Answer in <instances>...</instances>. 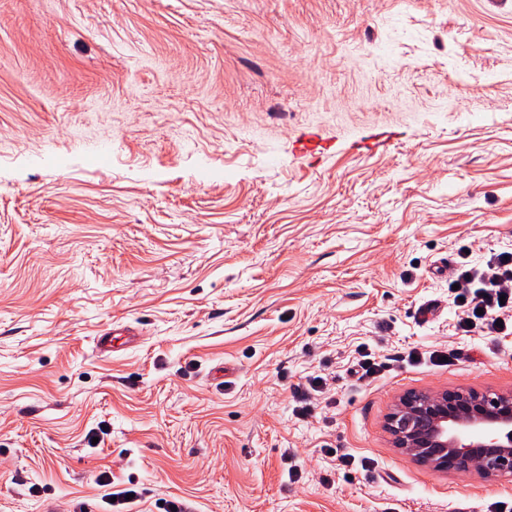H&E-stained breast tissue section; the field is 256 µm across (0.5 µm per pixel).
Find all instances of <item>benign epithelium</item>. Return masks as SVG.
I'll return each mask as SVG.
<instances>
[{
  "label": "benign epithelium",
  "instance_id": "1",
  "mask_svg": "<svg viewBox=\"0 0 512 512\" xmlns=\"http://www.w3.org/2000/svg\"><path fill=\"white\" fill-rule=\"evenodd\" d=\"M393 446L438 471L512 478V391L411 392L386 417Z\"/></svg>",
  "mask_w": 512,
  "mask_h": 512
}]
</instances>
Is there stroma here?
Wrapping results in <instances>:
<instances>
[{"mask_svg": "<svg viewBox=\"0 0 512 512\" xmlns=\"http://www.w3.org/2000/svg\"><path fill=\"white\" fill-rule=\"evenodd\" d=\"M501 251L512 0H0V512H512L385 430L512 390L448 288ZM136 336L139 334L135 329L122 323L112 322L111 328H105L97 334L95 347L101 354L112 353L120 347L134 346L137 342ZM120 338L122 342L116 345V341Z\"/></svg>", "mask_w": 512, "mask_h": 512, "instance_id": "obj_1", "label": "stroma"}]
</instances>
